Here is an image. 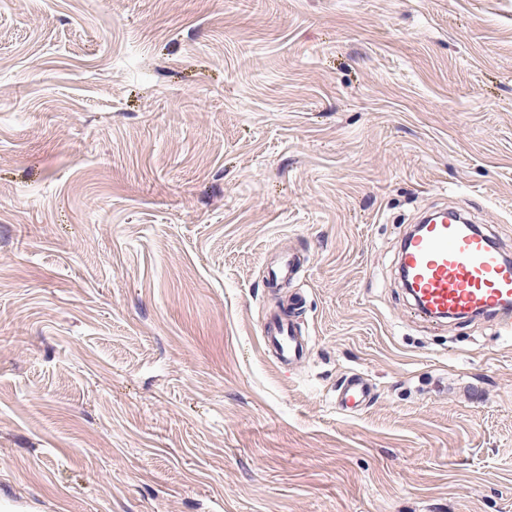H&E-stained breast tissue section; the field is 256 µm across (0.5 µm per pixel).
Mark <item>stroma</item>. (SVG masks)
Here are the masks:
<instances>
[{
  "mask_svg": "<svg viewBox=\"0 0 512 512\" xmlns=\"http://www.w3.org/2000/svg\"><path fill=\"white\" fill-rule=\"evenodd\" d=\"M459 198L512 254V0H0V512H512V334L399 280ZM299 272V259L288 253L283 255L276 264L267 268L265 280L267 284H281L295 278ZM260 335L265 352L278 367L288 371L302 360L308 349L307 338L289 310L288 316L280 309L269 311L260 326ZM372 398L371 388L360 375H352L336 389V408L343 412L361 411Z\"/></svg>",
  "mask_w": 512,
  "mask_h": 512,
  "instance_id": "35a3bbf8",
  "label": "stroma"
}]
</instances>
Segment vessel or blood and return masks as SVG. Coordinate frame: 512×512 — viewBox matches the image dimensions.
I'll return each mask as SVG.
<instances>
[{
    "instance_id": "vessel-or-blood-1",
    "label": "vessel or blood",
    "mask_w": 512,
    "mask_h": 512,
    "mask_svg": "<svg viewBox=\"0 0 512 512\" xmlns=\"http://www.w3.org/2000/svg\"><path fill=\"white\" fill-rule=\"evenodd\" d=\"M491 238L489 231L459 211L437 212L419 220L417 231L402 240L398 264L421 316L448 314L464 319L478 313L501 332L512 331V261L491 246ZM298 272V258L288 254L268 267L265 280L281 284ZM260 335L265 352L283 369H292L308 349L295 319L278 309L267 313ZM371 398L366 380L354 375L338 387L336 407L355 413Z\"/></svg>"
}]
</instances>
